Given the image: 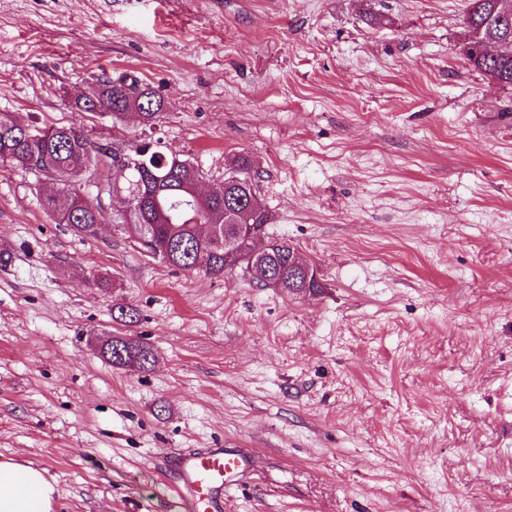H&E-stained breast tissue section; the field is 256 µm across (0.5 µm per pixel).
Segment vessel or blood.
<instances>
[{"mask_svg": "<svg viewBox=\"0 0 512 512\" xmlns=\"http://www.w3.org/2000/svg\"><path fill=\"white\" fill-rule=\"evenodd\" d=\"M168 468L177 474L176 493L194 512H222L224 492L249 467V458L238 448L183 451Z\"/></svg>", "mask_w": 512, "mask_h": 512, "instance_id": "1", "label": "vessel or blood"}]
</instances>
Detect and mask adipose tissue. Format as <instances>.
I'll use <instances>...</instances> for the list:
<instances>
[{"instance_id": "obj_1", "label": "adipose tissue", "mask_w": 512, "mask_h": 512, "mask_svg": "<svg viewBox=\"0 0 512 512\" xmlns=\"http://www.w3.org/2000/svg\"><path fill=\"white\" fill-rule=\"evenodd\" d=\"M54 492L42 469L0 461V512H51Z\"/></svg>"}]
</instances>
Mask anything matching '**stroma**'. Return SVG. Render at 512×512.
<instances>
[{
    "instance_id": "35a3bbf8",
    "label": "stroma",
    "mask_w": 512,
    "mask_h": 512,
    "mask_svg": "<svg viewBox=\"0 0 512 512\" xmlns=\"http://www.w3.org/2000/svg\"><path fill=\"white\" fill-rule=\"evenodd\" d=\"M467 5L0 0V113L159 139L211 187L248 156L267 239L322 282L77 237L0 163V460L44 468L52 512H191L157 463L204 448L252 458L224 512H512V86L460 53ZM105 76L168 99L159 126L68 109ZM100 353L116 368L136 367L140 371H148L156 363V354L151 346L132 336H112L102 344Z\"/></svg>"
}]
</instances>
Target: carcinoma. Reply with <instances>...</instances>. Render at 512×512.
I'll list each match as a JSON object with an SVG mask.
<instances>
[{
	"label": "carcinoma",
	"instance_id": "1",
	"mask_svg": "<svg viewBox=\"0 0 512 512\" xmlns=\"http://www.w3.org/2000/svg\"><path fill=\"white\" fill-rule=\"evenodd\" d=\"M467 59L492 81L512 85V49L490 58L473 51ZM75 107L88 115L108 113L114 124L136 112L152 129L167 111L168 101L135 77L99 79ZM144 161L138 166L122 149L91 144L74 123L40 127L10 112L0 113V162L56 178L60 189L45 199L44 209L66 217L75 234L94 237L100 225L115 224L142 252L180 270L190 272L200 262L206 276L222 277L232 252V263L262 287L291 295L320 291L319 281L304 285L301 270L289 261L296 249L288 241L271 242L267 253L254 260L236 238L239 224H251L262 234L269 223L247 158L233 160L222 193L203 199L196 194L201 173L189 160L166 153L157 141ZM83 185L91 186L106 204L83 207ZM101 355L116 368L147 371L156 363L151 346L132 336L111 337Z\"/></svg>",
	"mask_w": 512,
	"mask_h": 512
}]
</instances>
